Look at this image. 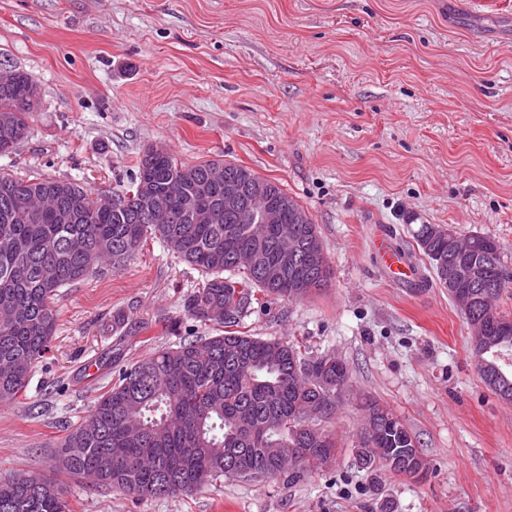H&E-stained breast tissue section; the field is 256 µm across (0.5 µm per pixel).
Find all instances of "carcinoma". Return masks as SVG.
<instances>
[{
    "label": "carcinoma",
    "instance_id": "carcinoma-1",
    "mask_svg": "<svg viewBox=\"0 0 512 512\" xmlns=\"http://www.w3.org/2000/svg\"><path fill=\"white\" fill-rule=\"evenodd\" d=\"M36 92L35 78L20 69L12 87L0 88V115L10 117L9 126L0 125V155L14 152L24 138L33 117L25 99ZM210 166L172 155L141 157L130 187L140 195L119 212L102 209L100 197L72 180L0 173V309L7 313L0 321V402L27 389L33 366L48 351L59 289L105 264L120 266L148 231L208 275L188 309L223 332L158 349L120 370L118 382L60 442L61 454L71 459L67 473L95 469L101 486L142 499L198 491L224 475L273 477L282 455L298 459L288 477L299 479L312 468H331L341 447L334 430L308 422L316 411L321 422L336 414V378L348 377L347 365L334 355L308 356L294 343L235 329L261 295L303 299L328 285L332 270L316 224L294 223L303 206L269 180L271 196L286 205L284 223L294 225L300 241L296 261L275 281L237 268L234 258L240 251H271L279 225H237L224 214L221 197L213 201L209 224L139 219L145 204L163 198L165 183L177 179L189 189ZM47 195L60 209L38 224L24 222L21 205ZM415 241L471 328L470 351L482 381L512 403V372L500 364L503 352H512V313L499 307L512 287V269L503 264L497 241L484 234L459 238L438 224L420 225ZM226 305L235 307L233 320L209 314ZM362 410L359 447L380 449L366 470H388L391 457L420 447L385 405L366 398ZM0 512H69V504L53 479H0Z\"/></svg>",
    "mask_w": 512,
    "mask_h": 512
}]
</instances>
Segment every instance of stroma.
Returning a JSON list of instances; mask_svg holds the SVG:
<instances>
[{"label":"stroma","mask_w":512,"mask_h":512,"mask_svg":"<svg viewBox=\"0 0 512 512\" xmlns=\"http://www.w3.org/2000/svg\"><path fill=\"white\" fill-rule=\"evenodd\" d=\"M38 83L0 172L126 188L154 147L230 161L309 212L333 275L267 299L243 331L350 367L335 466L223 476L142 499L58 466L67 427L120 368L213 335L187 305L206 275L156 233L122 266L61 288L49 352L0 402V478L58 475L73 512H512V406L483 383L469 327L419 252L420 225L495 238L512 268V0H0V65ZM418 277L393 278L376 232ZM418 437L420 482L358 464L361 398Z\"/></svg>","instance_id":"1"}]
</instances>
